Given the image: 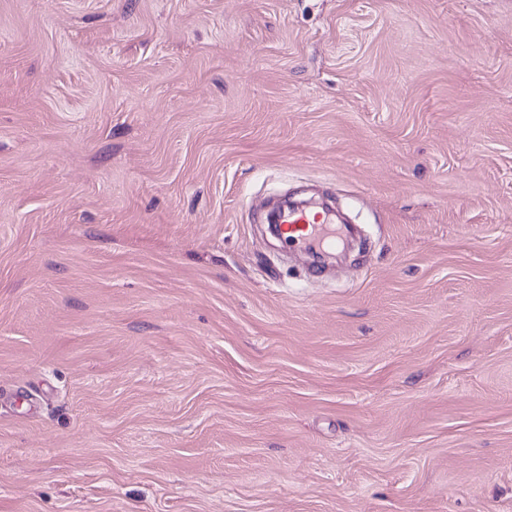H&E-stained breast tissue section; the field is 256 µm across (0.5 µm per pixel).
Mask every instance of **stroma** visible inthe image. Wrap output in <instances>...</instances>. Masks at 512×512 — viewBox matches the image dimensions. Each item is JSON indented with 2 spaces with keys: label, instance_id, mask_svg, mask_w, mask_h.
Returning a JSON list of instances; mask_svg holds the SVG:
<instances>
[{
  "label": "stroma",
  "instance_id": "stroma-1",
  "mask_svg": "<svg viewBox=\"0 0 512 512\" xmlns=\"http://www.w3.org/2000/svg\"><path fill=\"white\" fill-rule=\"evenodd\" d=\"M0 512H512V0H0ZM273 223L279 224L281 240L288 248L313 252L334 249L343 243L341 229L333 225L326 212L287 208L276 215Z\"/></svg>",
  "mask_w": 512,
  "mask_h": 512
}]
</instances>
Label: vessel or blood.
I'll return each mask as SVG.
<instances>
[{
  "label": "vessel or blood",
  "instance_id": "1",
  "mask_svg": "<svg viewBox=\"0 0 512 512\" xmlns=\"http://www.w3.org/2000/svg\"><path fill=\"white\" fill-rule=\"evenodd\" d=\"M281 239L291 248L308 252L330 250L340 246L343 234L328 213L313 212L304 208H287L275 217Z\"/></svg>",
  "mask_w": 512,
  "mask_h": 512
}]
</instances>
